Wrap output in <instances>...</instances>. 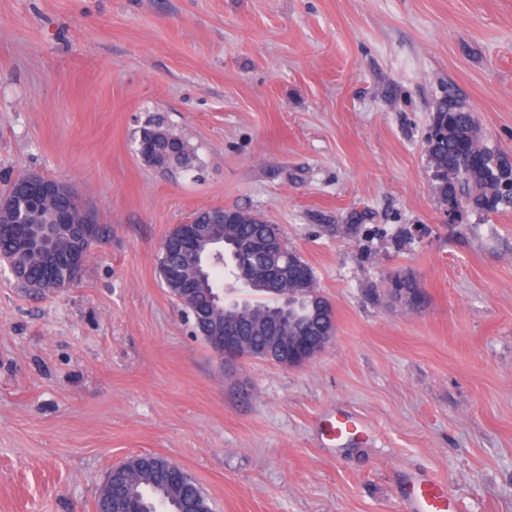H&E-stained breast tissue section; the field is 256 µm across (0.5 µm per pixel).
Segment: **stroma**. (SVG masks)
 I'll return each instance as SVG.
<instances>
[{
	"mask_svg": "<svg viewBox=\"0 0 512 512\" xmlns=\"http://www.w3.org/2000/svg\"><path fill=\"white\" fill-rule=\"evenodd\" d=\"M512 153V0H0V192L69 185L107 231L80 282L0 270V512H94L137 454L214 512H403L409 476L512 512V210L438 200V98ZM192 171L142 160L152 116ZM241 207L280 225L333 306L294 369L220 366L163 287L166 235ZM413 276L420 311L388 306ZM367 434L333 445L329 414ZM154 128L165 134L168 140L176 143L180 149L181 154L173 170L189 171L195 168L194 160L195 154L193 149L189 146L188 142L181 136L175 134L168 126L165 119L161 116H154L149 119L142 127L144 132L148 129Z\"/></svg>",
	"mask_w": 512,
	"mask_h": 512,
	"instance_id": "1",
	"label": "stroma"
}]
</instances>
